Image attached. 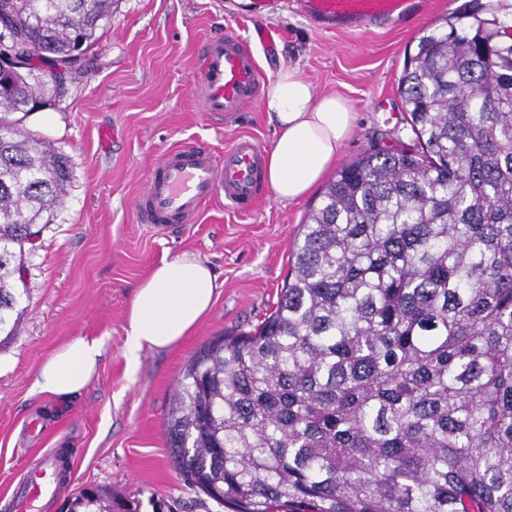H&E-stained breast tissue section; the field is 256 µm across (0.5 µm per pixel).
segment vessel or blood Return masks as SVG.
<instances>
[{"mask_svg":"<svg viewBox=\"0 0 512 512\" xmlns=\"http://www.w3.org/2000/svg\"><path fill=\"white\" fill-rule=\"evenodd\" d=\"M288 4L317 27H339L353 33L400 21L419 7L418 0H249L246 17L264 50L275 45L269 19ZM264 81L250 42L238 35L213 38L200 54L195 84L203 111L224 115L242 111L257 102ZM263 155V147L249 138L236 141L220 159L196 145L166 152L149 171L146 187L135 202L142 223L158 229L189 224L219 198L235 211H252L264 191ZM57 470L55 456L46 455L42 465L14 491L15 512H40L41 501L53 491Z\"/></svg>","mask_w":512,"mask_h":512,"instance_id":"b4317fda","label":"vessel or blood"}]
</instances>
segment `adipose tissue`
<instances>
[{
	"label": "adipose tissue",
	"mask_w": 512,
	"mask_h": 512,
	"mask_svg": "<svg viewBox=\"0 0 512 512\" xmlns=\"http://www.w3.org/2000/svg\"><path fill=\"white\" fill-rule=\"evenodd\" d=\"M262 108L277 136L264 158L265 178L282 202L306 197L334 166L355 128L348 101L319 92L298 68H281L266 91ZM216 277L191 253L155 265L136 287L125 320L124 357L136 370L147 350L179 343L210 314ZM99 339H76L47 358L35 379L37 390L57 400L79 393L103 356Z\"/></svg>",
	"instance_id": "obj_1"
}]
</instances>
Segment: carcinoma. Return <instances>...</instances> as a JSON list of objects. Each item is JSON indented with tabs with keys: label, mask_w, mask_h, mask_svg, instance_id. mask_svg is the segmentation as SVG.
Here are the masks:
<instances>
[{
	"label": "carcinoma",
	"mask_w": 512,
	"mask_h": 512,
	"mask_svg": "<svg viewBox=\"0 0 512 512\" xmlns=\"http://www.w3.org/2000/svg\"><path fill=\"white\" fill-rule=\"evenodd\" d=\"M474 6L399 78L411 147L342 167L271 313L186 366L167 430L230 512H512V21ZM112 0H0V335L67 158L25 129L84 74ZM99 490L67 499L94 512Z\"/></svg>",
	"instance_id": "cac0c4a2"
}]
</instances>
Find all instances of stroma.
Segmentation results:
<instances>
[{"instance_id":"stroma-1","label":"stroma","mask_w":512,"mask_h":512,"mask_svg":"<svg viewBox=\"0 0 512 512\" xmlns=\"http://www.w3.org/2000/svg\"><path fill=\"white\" fill-rule=\"evenodd\" d=\"M243 0H114L99 28L87 72L68 94L29 115L25 126L67 156L71 181L26 259L28 297L18 334L0 341V512L14 486L49 450H77L60 500L102 488L152 512L151 497L177 512H225L189 490L174 467L167 418L186 364L214 337L253 330L280 295L292 265L297 231L316 204L311 193L282 203L273 193L247 213L212 203L176 231L142 223L133 206L150 168L172 147L200 145L215 156L248 135L271 147L276 130L255 106L217 117L201 110L194 86L199 53L209 38L248 35ZM470 0H428L400 26L370 33L320 29L283 11L271 24L281 36L254 54L268 79L298 67L320 92L346 98L357 114L340 164L374 146L413 145L398 80L423 31ZM212 268L218 296L211 314L179 344L147 350L135 374L123 357L125 318L135 288L154 265L182 253ZM100 338L96 375L65 402L33 388L43 362L78 338Z\"/></svg>"}]
</instances>
